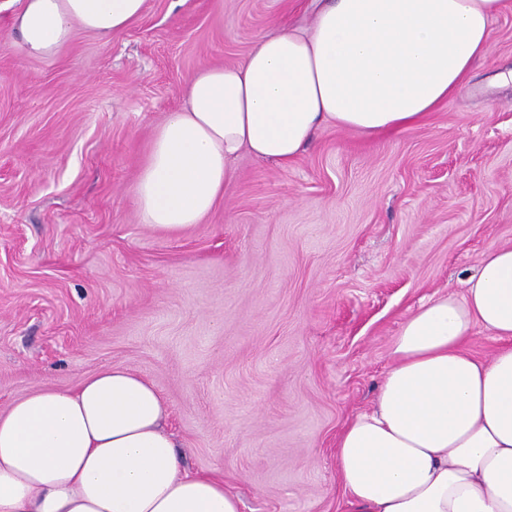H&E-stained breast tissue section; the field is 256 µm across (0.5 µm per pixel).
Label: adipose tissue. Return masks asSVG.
<instances>
[{"label":"adipose tissue","instance_id":"obj_1","mask_svg":"<svg viewBox=\"0 0 512 512\" xmlns=\"http://www.w3.org/2000/svg\"><path fill=\"white\" fill-rule=\"evenodd\" d=\"M146 0H23L29 57L74 26L102 39ZM504 0H322L313 24L262 35L242 62L200 68L156 129L134 188L151 228L214 208L241 151L288 165L322 124L365 135L418 126L491 48ZM500 346L467 348L476 328ZM372 407L336 440L348 512H512V247L490 246L462 297L422 305L392 344ZM154 385L113 366L0 413V512H240L223 478L192 474Z\"/></svg>","mask_w":512,"mask_h":512}]
</instances>
